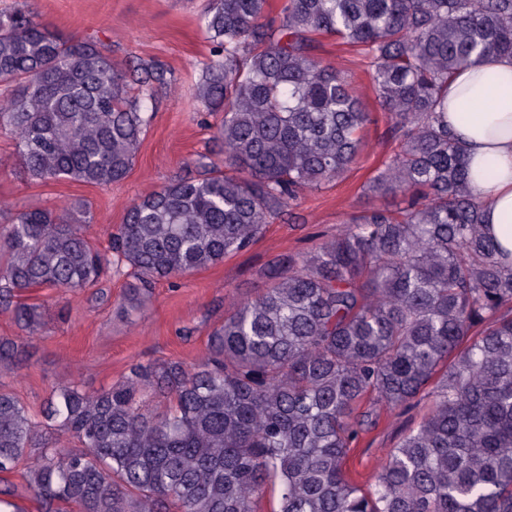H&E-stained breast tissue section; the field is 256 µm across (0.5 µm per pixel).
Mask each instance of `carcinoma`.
Listing matches in <instances>:
<instances>
[{
	"instance_id": "obj_1",
	"label": "carcinoma",
	"mask_w": 512,
	"mask_h": 512,
	"mask_svg": "<svg viewBox=\"0 0 512 512\" xmlns=\"http://www.w3.org/2000/svg\"><path fill=\"white\" fill-rule=\"evenodd\" d=\"M208 0L211 45L194 95L224 113V165L205 161L135 201L108 251L130 270L120 313L157 281L242 252L299 195L356 164L370 114L351 78L315 54L340 38L368 63L399 142L367 195L402 196L348 220L313 251L280 254L269 287L233 298L204 357L133 363L88 393L56 388L28 413L0 391V512H22L5 478L23 459L38 512H512V258L486 233L448 84L490 54L512 56V0ZM155 61H112L20 9L0 13V129L41 181L109 187L129 174L170 84ZM16 213L0 244V306L30 332L39 288L112 274L86 236L89 206ZM0 338V368L26 351ZM428 408L361 487L347 455L379 411ZM53 428L81 449L46 438Z\"/></svg>"
}]
</instances>
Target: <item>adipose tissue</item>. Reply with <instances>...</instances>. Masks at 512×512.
Returning <instances> with one entry per match:
<instances>
[{
  "mask_svg": "<svg viewBox=\"0 0 512 512\" xmlns=\"http://www.w3.org/2000/svg\"><path fill=\"white\" fill-rule=\"evenodd\" d=\"M448 125L466 148L469 190L484 222L512 250V58L460 69L448 86Z\"/></svg>",
  "mask_w": 512,
  "mask_h": 512,
  "instance_id": "ef3b65f1",
  "label": "adipose tissue"
}]
</instances>
